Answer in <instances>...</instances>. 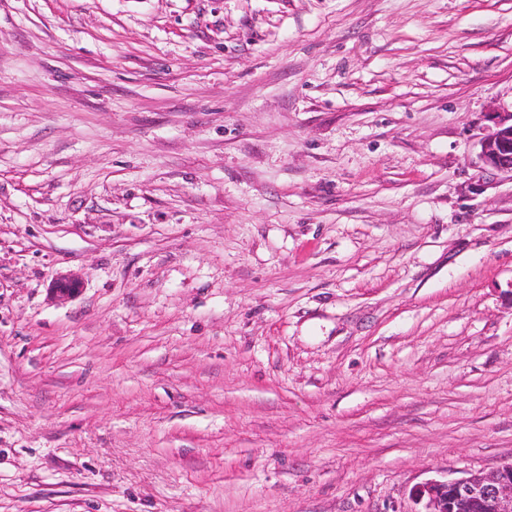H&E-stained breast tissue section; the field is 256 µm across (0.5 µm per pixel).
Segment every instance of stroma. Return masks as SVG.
Masks as SVG:
<instances>
[{
  "label": "stroma",
  "mask_w": 512,
  "mask_h": 512,
  "mask_svg": "<svg viewBox=\"0 0 512 512\" xmlns=\"http://www.w3.org/2000/svg\"><path fill=\"white\" fill-rule=\"evenodd\" d=\"M492 112L512 0H0V512H417L512 462ZM82 289V282L76 277L56 279L48 289L55 300H69L77 296Z\"/></svg>",
  "instance_id": "obj_1"
}]
</instances>
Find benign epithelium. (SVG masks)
<instances>
[{
    "label": "benign epithelium",
    "mask_w": 512,
    "mask_h": 512,
    "mask_svg": "<svg viewBox=\"0 0 512 512\" xmlns=\"http://www.w3.org/2000/svg\"><path fill=\"white\" fill-rule=\"evenodd\" d=\"M490 122L481 142V158L486 166L512 174V113L494 112ZM81 289L80 279L61 277L49 292L60 301L77 296ZM415 495L425 502L424 512H512V462L489 472L426 482Z\"/></svg>",
    "instance_id": "obj_1"
}]
</instances>
